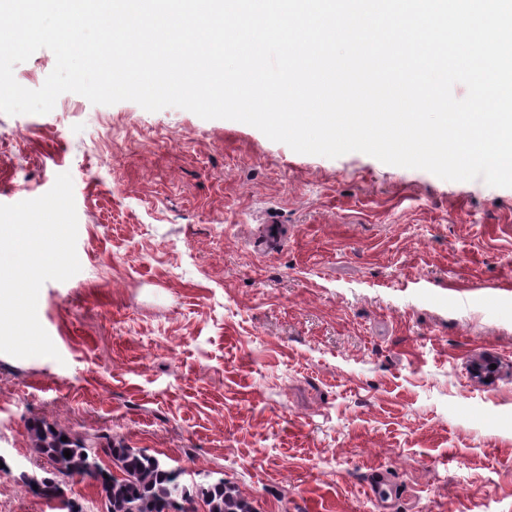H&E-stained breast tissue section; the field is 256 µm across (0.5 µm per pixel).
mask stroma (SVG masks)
I'll return each mask as SVG.
<instances>
[{"label": "stroma", "instance_id": "stroma-1", "mask_svg": "<svg viewBox=\"0 0 512 512\" xmlns=\"http://www.w3.org/2000/svg\"><path fill=\"white\" fill-rule=\"evenodd\" d=\"M65 172L81 269L37 308L60 357L0 353L9 512H54L20 480L55 475L41 420L255 512H512V188L177 107L0 113V204Z\"/></svg>", "mask_w": 512, "mask_h": 512}]
</instances>
